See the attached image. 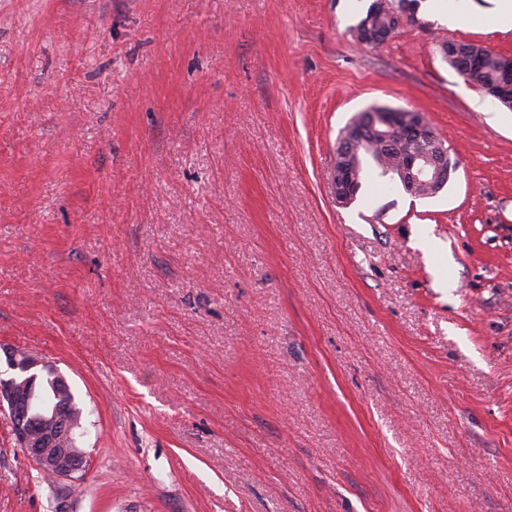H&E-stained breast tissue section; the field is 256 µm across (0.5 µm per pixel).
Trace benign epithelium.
Wrapping results in <instances>:
<instances>
[{"label": "benign epithelium", "instance_id": "benign-epithelium-1", "mask_svg": "<svg viewBox=\"0 0 512 512\" xmlns=\"http://www.w3.org/2000/svg\"><path fill=\"white\" fill-rule=\"evenodd\" d=\"M374 136L386 144H422L430 142V151L408 153L407 160L399 170V180L410 190L419 183L436 181L443 177L448 148L432 138L430 125L421 116L409 119V114L394 110L384 114L371 113L357 127L343 135V151L352 150L364 136ZM356 177L341 164L334 167V197L342 205L349 203L353 196ZM9 369L13 376L0 378V409L13 421L19 444L30 459L38 466L52 472L55 481L66 486L76 482L83 475L85 456L70 447L74 419L62 404H51L45 409L51 426L41 427L43 413L41 392L35 386V379L28 372L46 363L38 357L16 349H4Z\"/></svg>", "mask_w": 512, "mask_h": 512}]
</instances>
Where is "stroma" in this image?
<instances>
[{
    "mask_svg": "<svg viewBox=\"0 0 512 512\" xmlns=\"http://www.w3.org/2000/svg\"><path fill=\"white\" fill-rule=\"evenodd\" d=\"M0 0V345L84 412L66 512H512V110L495 0ZM422 113L419 198L336 139ZM57 503L0 412V512ZM389 6L385 8L378 5V0H372L369 4L365 15L352 27V32L355 39L360 42V35L367 29L369 25L372 28H386L391 36V39L398 33L401 27H396L389 17ZM362 44V43H361ZM484 57V55L479 56V64H483V66L472 71L471 75L470 70L459 72L460 75L464 78H469L470 75L472 86L478 89L482 86H488L490 84L498 83L501 76L500 72L503 70L505 62L508 59H511V57H509L501 64L500 59L498 57H495L484 63ZM500 64L502 65L501 67ZM386 106H371L357 113L347 124L345 129L357 125L363 118L365 112H381ZM410 114L402 110H394L384 114L370 113L366 116L356 128L349 129L342 137L344 142L343 152L351 151L353 146L364 136H374L378 139H367L363 143L355 146V151L347 153L343 157L338 156L342 162L355 171H352L341 164L334 167V197L338 204L347 205L349 199L353 196L354 187L357 178V186L354 200L358 190L361 187L362 179L365 175L366 167L371 165L379 170L382 177L390 175L394 178L396 170H399V180L406 185L412 192L419 183L427 181H436L444 175L445 161L448 159V149L441 141L432 138L430 125L419 115L409 120ZM393 138H396L401 144H423L424 141H430V152L408 153L405 161L406 146L388 147L381 143L395 145ZM381 141H380V140ZM451 165V164H450Z\"/></svg>",
    "mask_w": 512,
    "mask_h": 512,
    "instance_id": "stroma-1",
    "label": "stroma"
}]
</instances>
